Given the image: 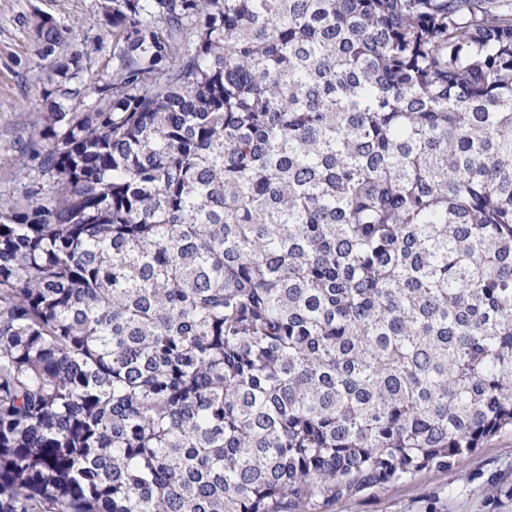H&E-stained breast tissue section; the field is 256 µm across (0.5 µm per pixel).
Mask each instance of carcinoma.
I'll use <instances>...</instances> for the list:
<instances>
[{
    "instance_id": "carcinoma-1",
    "label": "carcinoma",
    "mask_w": 512,
    "mask_h": 512,
    "mask_svg": "<svg viewBox=\"0 0 512 512\" xmlns=\"http://www.w3.org/2000/svg\"><path fill=\"white\" fill-rule=\"evenodd\" d=\"M104 18L0 199V512H330L512 428V5Z\"/></svg>"
}]
</instances>
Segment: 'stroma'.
Wrapping results in <instances>:
<instances>
[{
  "instance_id": "stroma-1",
  "label": "stroma",
  "mask_w": 512,
  "mask_h": 512,
  "mask_svg": "<svg viewBox=\"0 0 512 512\" xmlns=\"http://www.w3.org/2000/svg\"><path fill=\"white\" fill-rule=\"evenodd\" d=\"M105 0H0V198H19L18 172L34 165L31 127L53 77L54 56L80 53L81 81L93 86L112 62V38L103 25ZM51 18L71 35L54 56L39 53L27 23L32 13ZM333 512H512V429L485 439L445 471L364 490L340 500Z\"/></svg>"
}]
</instances>
